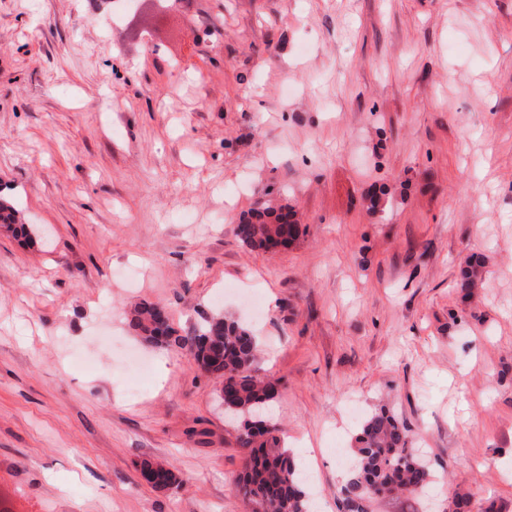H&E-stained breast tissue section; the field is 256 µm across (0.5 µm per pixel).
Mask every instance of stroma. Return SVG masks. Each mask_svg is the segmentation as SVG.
<instances>
[{
    "label": "stroma",
    "instance_id": "stroma-1",
    "mask_svg": "<svg viewBox=\"0 0 512 512\" xmlns=\"http://www.w3.org/2000/svg\"><path fill=\"white\" fill-rule=\"evenodd\" d=\"M121 2L0 0V197L32 230L0 232V512H246L216 384L141 340L143 301L255 331L314 512L382 407L435 482L372 512H512V0ZM261 201L289 248L236 237ZM483 275V263L479 258L468 260L460 271V288L466 292H471L481 281Z\"/></svg>",
    "mask_w": 512,
    "mask_h": 512
}]
</instances>
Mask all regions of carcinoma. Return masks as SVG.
I'll return each instance as SVG.
<instances>
[{
	"label": "carcinoma",
	"mask_w": 512,
	"mask_h": 512,
	"mask_svg": "<svg viewBox=\"0 0 512 512\" xmlns=\"http://www.w3.org/2000/svg\"><path fill=\"white\" fill-rule=\"evenodd\" d=\"M0 224L15 236H30V228L7 201L0 202ZM298 234L293 212L283 207L257 206L236 225L239 241L251 249L286 248ZM482 275V261L468 260L460 271V288L472 291ZM156 308L154 303L136 304L131 325L145 342L191 355L219 383L225 412L238 421L236 442L245 461L237 487L249 512H311L304 477L291 453L279 446L276 426L266 420L265 406L276 388L255 376L260 349L253 332L217 313L205 318L193 334L182 335L171 319L156 318ZM353 454L355 464L341 489L339 512H371L379 498L421 493L430 483L429 469L408 446L404 424L385 409L361 424Z\"/></svg>",
	"instance_id": "obj_1"
}]
</instances>
